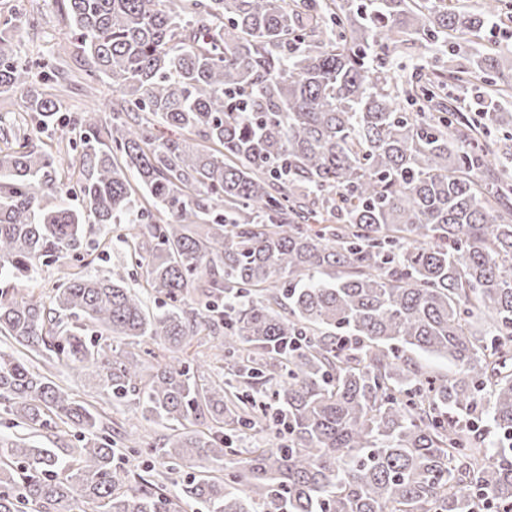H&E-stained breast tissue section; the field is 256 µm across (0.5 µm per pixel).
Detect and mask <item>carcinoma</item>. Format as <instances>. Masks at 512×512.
I'll return each instance as SVG.
<instances>
[{
    "mask_svg": "<svg viewBox=\"0 0 512 512\" xmlns=\"http://www.w3.org/2000/svg\"><path fill=\"white\" fill-rule=\"evenodd\" d=\"M86 76L112 80V115L74 120L44 92L36 127L72 126L82 206L61 200L65 160L0 151V275L77 253L87 224H111L144 270L73 275L45 303L0 288V337L91 370L115 402L181 431L166 474L201 472L171 495L130 483L90 404L0 350V410L33 431L80 429L62 457L0 437V512H512V180L494 173L498 112L445 104L432 73L409 93L388 58L412 41L462 44L505 15L448 0H67ZM65 75L0 34V93ZM493 95L512 55L476 54ZM420 96L426 112H409ZM160 125L176 137L155 133ZM137 173L136 182L127 170ZM162 297L148 309L144 295ZM480 317L481 328L472 319ZM224 336L233 378L181 361ZM144 338L169 351L143 373ZM448 361L447 376L406 352ZM484 418L487 434L472 423ZM268 430L271 448L224 465L229 443Z\"/></svg>",
    "mask_w": 512,
    "mask_h": 512,
    "instance_id": "carcinoma-1",
    "label": "carcinoma"
}]
</instances>
